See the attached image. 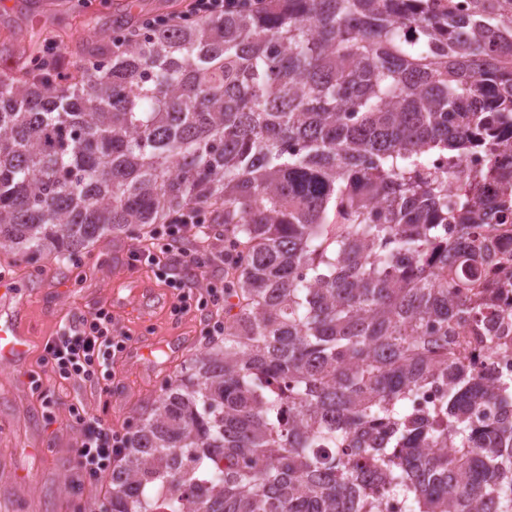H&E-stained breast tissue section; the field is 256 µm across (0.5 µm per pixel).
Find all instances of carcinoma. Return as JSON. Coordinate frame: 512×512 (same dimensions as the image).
Returning <instances> with one entry per match:
<instances>
[{
    "label": "carcinoma",
    "instance_id": "1",
    "mask_svg": "<svg viewBox=\"0 0 512 512\" xmlns=\"http://www.w3.org/2000/svg\"><path fill=\"white\" fill-rule=\"evenodd\" d=\"M77 56L60 80L35 40L0 74V251L201 207L233 254L224 338L141 414L108 512H512V379L450 347L494 349L485 296L512 286L487 254H512V0L244 3Z\"/></svg>",
    "mask_w": 512,
    "mask_h": 512
}]
</instances>
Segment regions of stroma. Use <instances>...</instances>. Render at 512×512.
<instances>
[{
  "instance_id": "obj_1",
  "label": "stroma",
  "mask_w": 512,
  "mask_h": 512,
  "mask_svg": "<svg viewBox=\"0 0 512 512\" xmlns=\"http://www.w3.org/2000/svg\"><path fill=\"white\" fill-rule=\"evenodd\" d=\"M117 0H0V73L11 72L19 44L40 34L63 51L76 40L110 33ZM136 235L88 246L70 260L0 253V277L29 297V352L20 367L0 366V512H98L104 487L81 483L74 471L76 411L96 414L113 428L134 430L146 405L162 394L208 341L202 330L213 309H171L172 288L152 267L132 262ZM110 308L131 336L119 357L108 395L89 384L61 380L42 362L44 345L59 326L98 306ZM37 374L40 389L29 376ZM52 409H45L44 399Z\"/></svg>"
}]
</instances>
